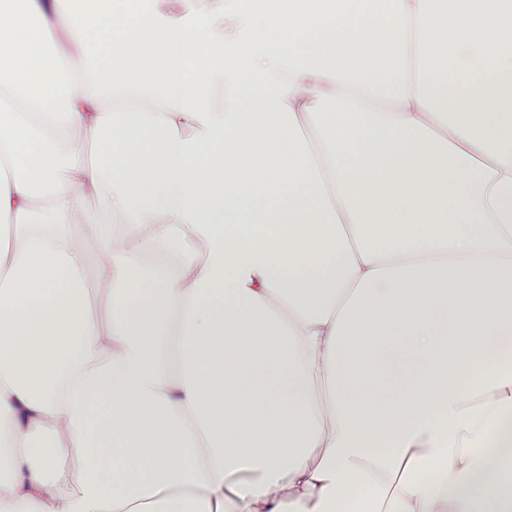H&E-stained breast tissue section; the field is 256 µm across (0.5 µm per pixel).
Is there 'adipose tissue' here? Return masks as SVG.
Masks as SVG:
<instances>
[{
    "mask_svg": "<svg viewBox=\"0 0 512 512\" xmlns=\"http://www.w3.org/2000/svg\"><path fill=\"white\" fill-rule=\"evenodd\" d=\"M477 2L0 0V512H512Z\"/></svg>",
    "mask_w": 512,
    "mask_h": 512,
    "instance_id": "ef3b65f1",
    "label": "adipose tissue"
}]
</instances>
